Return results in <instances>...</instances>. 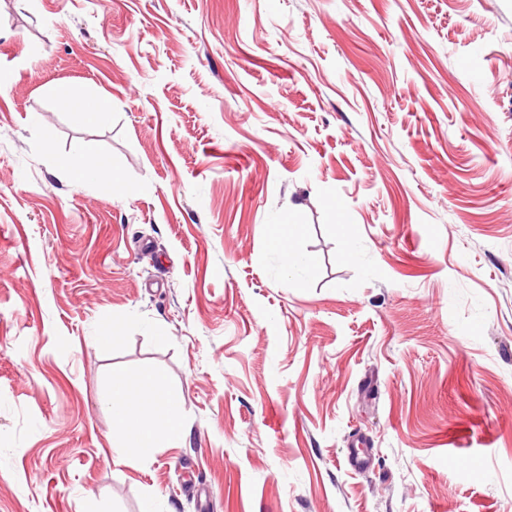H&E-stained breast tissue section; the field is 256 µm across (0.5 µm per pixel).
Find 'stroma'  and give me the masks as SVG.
Instances as JSON below:
<instances>
[{"instance_id": "obj_1", "label": "stroma", "mask_w": 512, "mask_h": 512, "mask_svg": "<svg viewBox=\"0 0 512 512\" xmlns=\"http://www.w3.org/2000/svg\"><path fill=\"white\" fill-rule=\"evenodd\" d=\"M1 74L0 512H512V0H0ZM52 92L57 101L64 105L70 112H75L76 115L83 121H100L109 114V103L94 94H87L77 96L73 90L65 84H57L53 87ZM71 102H77L81 106L78 111L70 110L69 105ZM69 166L74 172L112 181V188L121 186L118 174L110 169L91 142H82L74 148ZM297 224H289L288 238L283 235H276L271 238L270 245L275 250L282 253L288 267L293 270L299 271L302 275H311L314 267L317 264L316 258L309 253H298L292 249L290 245V237L294 232ZM106 402L112 414V442L123 448L127 462L149 455L162 443L183 439L179 400L165 389V377L156 369L112 370Z\"/></svg>"}]
</instances>
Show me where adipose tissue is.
I'll list each match as a JSON object with an SVG mask.
<instances>
[{"label":"adipose tissue","mask_w":512,"mask_h":512,"mask_svg":"<svg viewBox=\"0 0 512 512\" xmlns=\"http://www.w3.org/2000/svg\"><path fill=\"white\" fill-rule=\"evenodd\" d=\"M107 406L112 414V442L132 462L159 445L175 444L184 436L180 403L165 388L162 372L146 368L131 373L114 369Z\"/></svg>","instance_id":"obj_1"}]
</instances>
